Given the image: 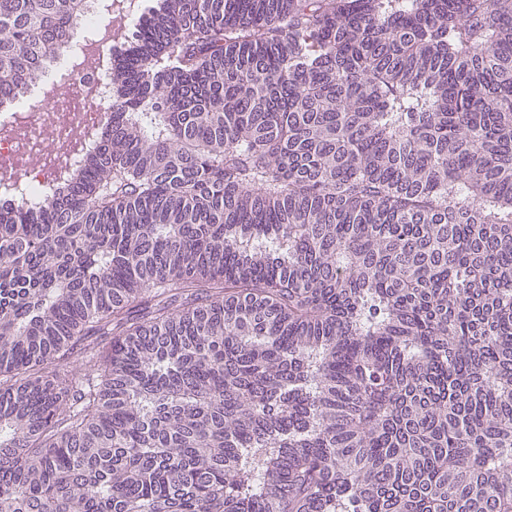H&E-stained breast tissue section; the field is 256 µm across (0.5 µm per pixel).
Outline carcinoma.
I'll return each instance as SVG.
<instances>
[{
  "label": "carcinoma",
  "mask_w": 512,
  "mask_h": 512,
  "mask_svg": "<svg viewBox=\"0 0 512 512\" xmlns=\"http://www.w3.org/2000/svg\"><path fill=\"white\" fill-rule=\"evenodd\" d=\"M86 10L0 0V108ZM132 27L0 206V512H512V0Z\"/></svg>",
  "instance_id": "carcinoma-1"
}]
</instances>
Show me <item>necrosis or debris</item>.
I'll return each mask as SVG.
<instances>
[{"instance_id":"1","label":"necrosis or debris","mask_w":512,"mask_h":512,"mask_svg":"<svg viewBox=\"0 0 512 512\" xmlns=\"http://www.w3.org/2000/svg\"><path fill=\"white\" fill-rule=\"evenodd\" d=\"M130 0H113L63 67L67 80L46 83L37 105L0 113V193L41 205L107 122L105 54L128 32Z\"/></svg>"}]
</instances>
